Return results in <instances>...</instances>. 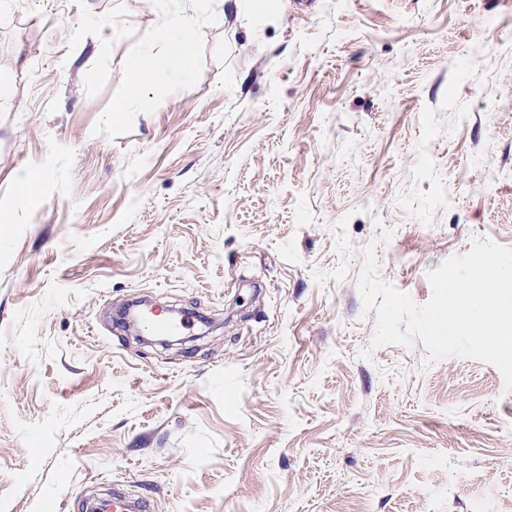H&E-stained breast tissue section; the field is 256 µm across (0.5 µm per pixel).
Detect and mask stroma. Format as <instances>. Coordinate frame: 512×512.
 Returning <instances> with one entry per match:
<instances>
[{
  "label": "stroma",
  "instance_id": "stroma-1",
  "mask_svg": "<svg viewBox=\"0 0 512 512\" xmlns=\"http://www.w3.org/2000/svg\"><path fill=\"white\" fill-rule=\"evenodd\" d=\"M480 238L512 248V0L0 5V512H512L500 370L372 347L356 285L371 246L426 303ZM142 299L217 328L143 344ZM182 19L180 17H176L175 25L171 28H174L178 31V37L176 39H171L169 35L170 28H165L160 31V37L168 44L170 49V56L172 61L175 63H179L183 57V48L185 45V36L186 32L182 28ZM149 509L145 500H131L119 492H114L102 512H150Z\"/></svg>",
  "mask_w": 512,
  "mask_h": 512
}]
</instances>
